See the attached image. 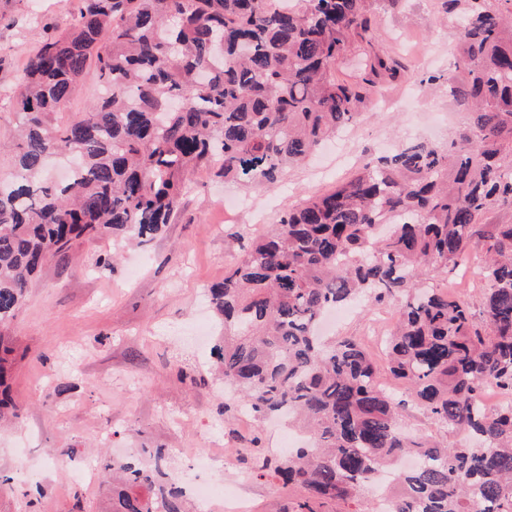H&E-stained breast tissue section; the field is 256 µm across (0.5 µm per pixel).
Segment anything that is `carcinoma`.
<instances>
[{
  "instance_id": "obj_1",
  "label": "carcinoma",
  "mask_w": 512,
  "mask_h": 512,
  "mask_svg": "<svg viewBox=\"0 0 512 512\" xmlns=\"http://www.w3.org/2000/svg\"><path fill=\"white\" fill-rule=\"evenodd\" d=\"M82 0L74 22L47 36L8 103L19 117L10 182L0 184V327L31 280L83 236L147 246L171 223L196 171L275 186L361 116L377 80L399 63L366 55L360 80L336 75L355 45H372L371 0ZM460 25L448 79L470 124L448 146L413 141L360 167L333 191L305 199L208 288L224 320L213 346L224 412L291 418L310 443L272 460L249 450L253 473L304 492L289 512L348 504L377 472L407 456L395 512H512V402L491 410L486 384L512 392V224L485 216L512 205V0H443ZM106 85L87 112L56 114L90 65ZM73 160L65 183L42 171ZM479 260L488 288L478 307L431 272ZM401 295L386 338V370L404 397L377 385L381 368L355 339L319 335L326 310ZM0 337V424L21 417ZM423 409L448 447L400 429L399 409ZM105 460L106 512H189L163 481L169 453Z\"/></svg>"
}]
</instances>
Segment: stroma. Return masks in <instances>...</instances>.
I'll use <instances>...</instances> for the list:
<instances>
[{
  "instance_id": "stroma-1",
  "label": "stroma",
  "mask_w": 512,
  "mask_h": 512,
  "mask_svg": "<svg viewBox=\"0 0 512 512\" xmlns=\"http://www.w3.org/2000/svg\"><path fill=\"white\" fill-rule=\"evenodd\" d=\"M80 6L0 0V96L16 88L45 30L69 27ZM371 11L377 48L393 52L406 69L382 79L361 119L347 128L350 162L328 143L272 188L199 171L181 211L148 246L119 250L84 238L32 282L5 332L13 350L11 395L22 418L0 429V474L11 478L0 488V512H101V459L137 457L145 448L231 452L256 437L269 455L282 453L277 424L225 420L224 389L210 375L212 345L191 337L201 318L213 334L221 332L206 290L242 256L230 234L269 232L284 211L372 158L412 141L445 144L468 122L448 93L460 32L440 0H372ZM431 75L436 83L425 84ZM116 250L114 267H96ZM400 304L360 305L335 333L362 339L384 362L383 336L366 332ZM57 448L69 454L53 465L48 457ZM244 494L253 512H281L300 497L268 477L249 478Z\"/></svg>"
}]
</instances>
